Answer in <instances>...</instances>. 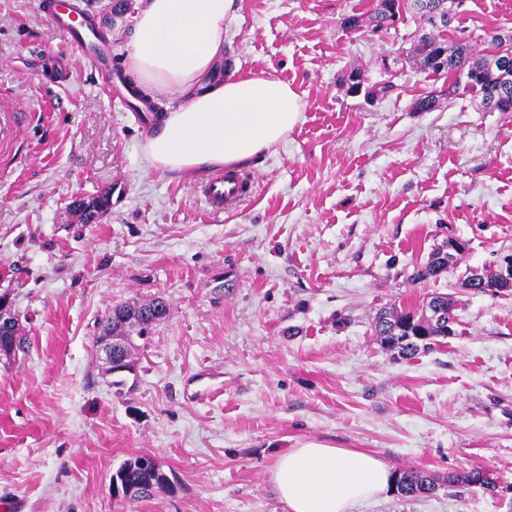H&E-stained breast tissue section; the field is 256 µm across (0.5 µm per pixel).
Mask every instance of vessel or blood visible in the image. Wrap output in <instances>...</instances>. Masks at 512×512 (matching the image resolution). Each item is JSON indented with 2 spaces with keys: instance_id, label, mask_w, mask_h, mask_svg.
Masks as SVG:
<instances>
[{
  "instance_id": "obj_1",
  "label": "vessel or blood",
  "mask_w": 512,
  "mask_h": 512,
  "mask_svg": "<svg viewBox=\"0 0 512 512\" xmlns=\"http://www.w3.org/2000/svg\"><path fill=\"white\" fill-rule=\"evenodd\" d=\"M45 9L53 27L73 46L75 57L89 63L104 77H111L109 61L101 58L97 51L99 37L96 29L82 16L74 14L67 0H47ZM252 186L251 172L227 167L196 184L194 190L207 211L218 215L247 197Z\"/></svg>"
}]
</instances>
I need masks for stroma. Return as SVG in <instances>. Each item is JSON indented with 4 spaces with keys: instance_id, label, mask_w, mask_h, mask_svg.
<instances>
[{
    "instance_id": "stroma-1",
    "label": "stroma",
    "mask_w": 512,
    "mask_h": 512,
    "mask_svg": "<svg viewBox=\"0 0 512 512\" xmlns=\"http://www.w3.org/2000/svg\"><path fill=\"white\" fill-rule=\"evenodd\" d=\"M40 0H0V294L30 339L0 357V512H283L268 474L314 441L370 452L393 470L494 472L497 494L389 492L354 512H512V293L462 285L512 253V112L441 88L406 55L414 21L344 29L373 0H242L224 32L226 72L290 84L304 109L258 157L252 196L221 216L196 176L148 168L149 125L77 63ZM124 71L142 0H74ZM473 39L512 30V0H466ZM384 99L347 94L344 73ZM111 192L97 223L72 199ZM467 249L438 279L414 274L448 239ZM443 293L460 323L404 359L373 322ZM163 296L169 315L115 390L97 324L112 305ZM153 456L169 487L113 497L126 461Z\"/></svg>"
}]
</instances>
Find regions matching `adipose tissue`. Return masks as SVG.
I'll return each instance as SVG.
<instances>
[{
	"label": "adipose tissue",
	"mask_w": 512,
	"mask_h": 512,
	"mask_svg": "<svg viewBox=\"0 0 512 512\" xmlns=\"http://www.w3.org/2000/svg\"><path fill=\"white\" fill-rule=\"evenodd\" d=\"M237 0H143L128 32L127 73L148 92L181 98L155 114L143 153L176 175L236 167L285 139L304 103L288 83L253 74L219 80L224 25ZM285 512H352L394 482L384 461L308 443L281 453L269 472Z\"/></svg>",
	"instance_id": "1"
}]
</instances>
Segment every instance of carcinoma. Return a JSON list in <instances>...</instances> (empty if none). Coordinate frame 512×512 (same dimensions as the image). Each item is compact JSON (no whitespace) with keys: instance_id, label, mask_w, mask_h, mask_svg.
<instances>
[{"instance_id":"obj_1","label":"carcinoma","mask_w":512,"mask_h":512,"mask_svg":"<svg viewBox=\"0 0 512 512\" xmlns=\"http://www.w3.org/2000/svg\"><path fill=\"white\" fill-rule=\"evenodd\" d=\"M445 0H375L373 10L365 18L348 16L343 19V27L357 30L363 26L378 34L395 27L403 14L409 12L419 19L421 33L413 43L407 58L413 60L420 70L437 79H445L448 86L438 91H430L417 98L415 107L419 111H430L437 106L439 97L448 98L479 97L484 105L497 98V111L512 112V36L504 38L501 31L490 29L484 32V54L476 56L471 35L467 30L454 28V37H448V28L461 13L457 9L444 21L436 9ZM347 92H364L365 99L373 101L387 95L394 88L388 80L379 86L363 87L360 75L352 71L345 79ZM107 192L89 200L72 202L71 212L82 224H93L110 206ZM465 247L459 243L454 251L438 249L428 261L416 271L415 279L427 281L438 278L448 270L456 253ZM465 286L477 293L496 295L512 289V281H507L501 271L484 270L470 272ZM169 314L168 302L155 297L145 302L123 303L112 309L99 321V335L119 336L124 343L126 369L135 370L134 353L137 341L148 337L154 325L166 319ZM458 324L456 303L446 294H438L423 303L418 312H399L395 309L382 310L375 317L374 334L387 350L397 351L403 358H412L421 350L433 348L439 340L455 332ZM11 341L16 351H25L27 336L18 318L9 325L0 324V338ZM132 494L130 499L140 500L155 496L169 486L167 476L159 464L148 455L128 460L115 473ZM448 486L478 488L484 492L497 491V483L492 471L475 467L461 474L448 477ZM439 487L437 479L419 470L408 468L396 474V491L403 497H419L435 493Z\"/></svg>"}]
</instances>
